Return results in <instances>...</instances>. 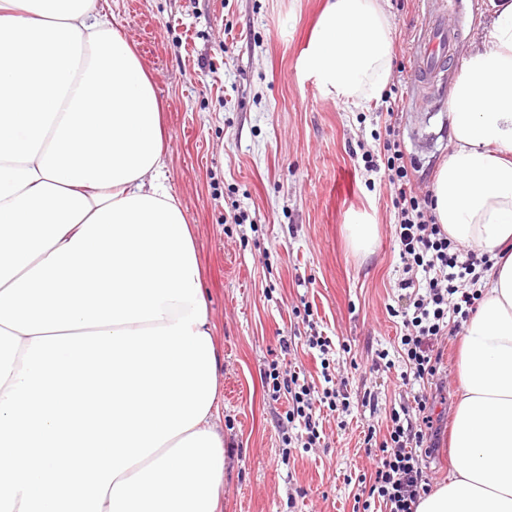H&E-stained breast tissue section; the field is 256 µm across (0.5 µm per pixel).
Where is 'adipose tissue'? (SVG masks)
I'll list each match as a JSON object with an SVG mask.
<instances>
[{
    "label": "adipose tissue",
    "mask_w": 512,
    "mask_h": 512,
    "mask_svg": "<svg viewBox=\"0 0 512 512\" xmlns=\"http://www.w3.org/2000/svg\"><path fill=\"white\" fill-rule=\"evenodd\" d=\"M391 22L328 0L305 64L378 96ZM433 211L492 268L464 327L454 470L417 512H512V0L449 100ZM153 84L95 0H0V512H222L218 352Z\"/></svg>",
    "instance_id": "ef3b65f1"
}]
</instances>
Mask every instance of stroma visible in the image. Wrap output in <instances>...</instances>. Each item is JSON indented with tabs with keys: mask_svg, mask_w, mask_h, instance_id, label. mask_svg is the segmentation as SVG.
Segmentation results:
<instances>
[{
	"mask_svg": "<svg viewBox=\"0 0 512 512\" xmlns=\"http://www.w3.org/2000/svg\"><path fill=\"white\" fill-rule=\"evenodd\" d=\"M431 0H382L392 24V64L381 96L343 102L304 66L326 0H97L135 49L162 106L167 184L191 228L218 354L224 426V512H353L375 456L368 429L386 430L410 404L395 345L402 263L386 182L364 169L395 122L411 179L432 189L450 148L453 65L430 98L413 91L411 48ZM244 214L237 224L233 215ZM377 227L370 253L347 227ZM309 309L337 348L333 366L352 403L344 422L322 410L326 444L282 458L278 418L287 396L262 384L270 363L322 386L320 358L283 338ZM447 373L428 478L451 471L448 432L457 403L459 339L441 337ZM391 366L373 371L378 352ZM377 412L362 408L364 392Z\"/></svg>",
	"mask_w": 512,
	"mask_h": 512,
	"instance_id": "1",
	"label": "stroma"
}]
</instances>
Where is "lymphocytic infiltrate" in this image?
Segmentation results:
<instances>
[{"instance_id":"1","label":"lymphocytic infiltrate","mask_w":512,"mask_h":512,"mask_svg":"<svg viewBox=\"0 0 512 512\" xmlns=\"http://www.w3.org/2000/svg\"><path fill=\"white\" fill-rule=\"evenodd\" d=\"M385 132L386 163L382 167L387 170L393 192L395 234L405 273L399 287L406 291L409 301L402 313L405 332L398 339V347L406 365L403 382L414 385L416 391L413 407L392 410L382 441H375L370 433L365 436L366 441L375 442L378 456L370 477L369 499L362 507L369 512L370 501L375 498L382 501L386 512H417L429 487L424 454L435 447L430 415L435 396L427 391L440 375L442 355L436 352L435 345L439 337L461 332L477 307V284L492 260L489 254L478 250L462 251L437 224L431 194L418 193L411 182L398 130L389 124ZM305 344L321 356L323 390H315L299 375L282 376L274 364L265 374L273 397H288L287 423L300 428L295 435L283 433L282 443L287 447L295 441L305 448L320 444L316 405L338 413L350 410L346 384L333 382L329 359L332 340L313 330L306 335Z\"/></svg>"}]
</instances>
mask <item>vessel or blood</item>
I'll use <instances>...</instances> for the list:
<instances>
[{"instance_id":"vessel-or-blood-1","label":"vessel or blood","mask_w":512,"mask_h":512,"mask_svg":"<svg viewBox=\"0 0 512 512\" xmlns=\"http://www.w3.org/2000/svg\"><path fill=\"white\" fill-rule=\"evenodd\" d=\"M455 11V0H435L420 28L410 56L413 87L418 94H427L459 53L462 34L452 19Z\"/></svg>"}]
</instances>
